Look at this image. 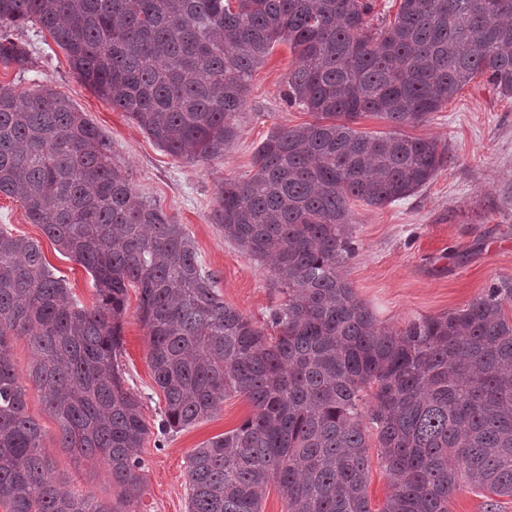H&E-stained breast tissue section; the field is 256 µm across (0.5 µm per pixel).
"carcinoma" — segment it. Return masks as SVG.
<instances>
[{
    "label": "carcinoma",
    "instance_id": "1",
    "mask_svg": "<svg viewBox=\"0 0 512 512\" xmlns=\"http://www.w3.org/2000/svg\"><path fill=\"white\" fill-rule=\"evenodd\" d=\"M373 0H0V62L25 68L10 30L39 24L79 78L177 157H219L238 136L254 69L286 42L299 65L285 98L316 121L280 129L255 173L226 182L213 221L273 260L285 301L268 336L217 291L194 243L144 201L107 141L42 85L0 86V194L92 276L98 302L70 297L38 243L0 226V505L7 512H137L148 429L117 363L126 291L140 290L162 429L209 417L235 393L238 428L188 455V512H372L367 428L390 492L378 512H448L465 481L512 496V276L466 308L396 331L377 323L341 268L355 252L358 201L382 207L431 181L438 143L353 127L371 114L419 124L477 77L512 96V0H401L369 29ZM25 339L29 379L62 447L99 460L112 503L61 490L25 412L9 344Z\"/></svg>",
    "mask_w": 512,
    "mask_h": 512
}]
</instances>
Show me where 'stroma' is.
<instances>
[{
  "label": "stroma",
  "mask_w": 512,
  "mask_h": 512,
  "mask_svg": "<svg viewBox=\"0 0 512 512\" xmlns=\"http://www.w3.org/2000/svg\"><path fill=\"white\" fill-rule=\"evenodd\" d=\"M13 38L31 53L26 69L0 66V86L15 92L46 84L66 96L109 143L115 163L125 169L136 192L160 205L184 226L198 259L216 278L225 303L256 325H265L281 295L271 283L268 263L255 260L225 238L212 221L215 196L224 181L247 180L255 171L259 145L276 129L313 122L315 116L285 101L287 77L297 56L274 45L255 69L246 103L238 116L239 134L223 156L178 158L159 147L130 116L112 108L79 79L67 55L39 26L14 29ZM404 134L429 138L445 147V166L413 195L374 208H352L355 255L342 269L357 298L378 323L405 328L422 318L465 308L495 279L512 275V97L476 80L438 111ZM0 226L37 241L57 276L85 307L97 294L87 270L61 252L31 223L21 203L0 196ZM140 294L126 292L123 343L117 357L128 387L142 398V417L150 430L138 454L144 460L139 512H187V457L203 442L236 428L251 412L241 396H226L211 416L187 428L158 432L165 405L147 361L146 329L139 318ZM26 412L43 432L42 447L54 476L65 489L99 501L117 499L105 467L77 458L60 444V430L35 386L26 390ZM449 512H512V497L460 483Z\"/></svg>",
  "instance_id": "obj_1"
}]
</instances>
